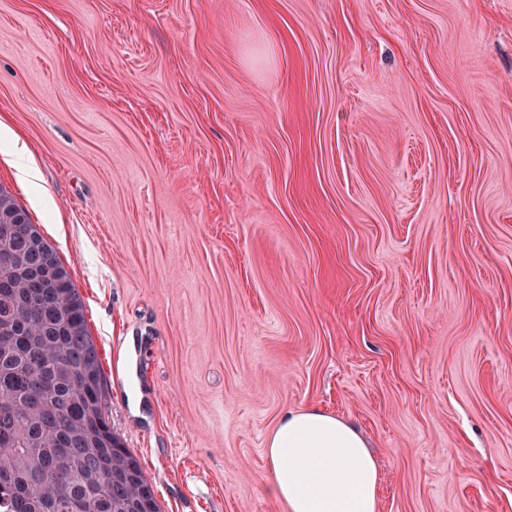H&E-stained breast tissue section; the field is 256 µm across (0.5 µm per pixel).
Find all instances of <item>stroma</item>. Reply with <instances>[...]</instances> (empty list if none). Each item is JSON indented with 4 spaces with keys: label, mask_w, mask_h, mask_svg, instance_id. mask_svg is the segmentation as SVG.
<instances>
[{
    "label": "stroma",
    "mask_w": 512,
    "mask_h": 512,
    "mask_svg": "<svg viewBox=\"0 0 512 512\" xmlns=\"http://www.w3.org/2000/svg\"><path fill=\"white\" fill-rule=\"evenodd\" d=\"M0 120L160 512H288L310 407L512 512V0H0Z\"/></svg>",
    "instance_id": "stroma-1"
}]
</instances>
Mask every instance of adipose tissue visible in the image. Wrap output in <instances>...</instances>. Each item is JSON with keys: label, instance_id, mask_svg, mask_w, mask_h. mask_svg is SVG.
<instances>
[{"label": "adipose tissue", "instance_id": "obj_1", "mask_svg": "<svg viewBox=\"0 0 512 512\" xmlns=\"http://www.w3.org/2000/svg\"><path fill=\"white\" fill-rule=\"evenodd\" d=\"M271 490L288 512H380V472L366 439L316 408L284 413L267 437Z\"/></svg>", "mask_w": 512, "mask_h": 512}]
</instances>
